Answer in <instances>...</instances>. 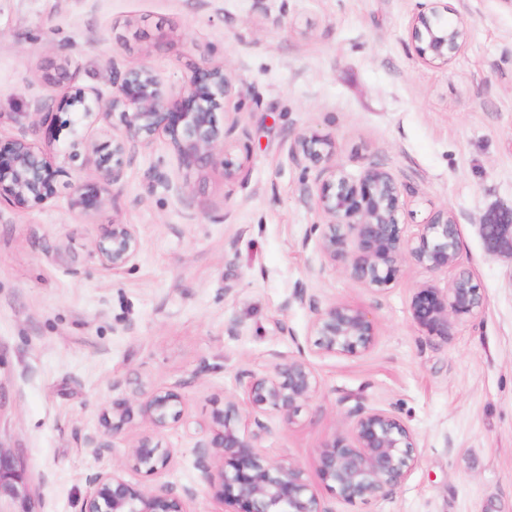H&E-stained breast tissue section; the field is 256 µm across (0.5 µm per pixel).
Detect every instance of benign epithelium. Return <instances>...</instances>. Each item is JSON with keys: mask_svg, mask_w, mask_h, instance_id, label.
<instances>
[{"mask_svg": "<svg viewBox=\"0 0 512 512\" xmlns=\"http://www.w3.org/2000/svg\"><path fill=\"white\" fill-rule=\"evenodd\" d=\"M447 7L431 0L411 23V36L419 58L427 65L446 66L464 48L470 23L459 16L450 23ZM231 77L221 64L196 67L181 91L172 95L161 78L146 65L123 72L112 71V89L105 94L78 90L63 105L72 114L69 159L91 169L94 181L70 184L69 208L88 215L117 197L126 167L137 147H148L162 137L173 148L180 165L209 167L219 163L224 180L242 173L240 163L224 151L226 130L216 112L224 110L231 94ZM119 115L120 126L103 142L79 134L96 122H110ZM294 157L304 163L326 166L328 174L319 188L318 211L326 219L320 249L339 261L354 281L384 289L409 259L433 273L459 264L456 219L448 209L436 211L424 224L417 241L400 232L401 189L384 167L368 165L351 179L332 162L331 142L313 132L294 138ZM66 171L54 167L46 154L23 136L0 144V202L24 209L45 203L56 194L57 178ZM484 250L512 260V207L489 211L478 227ZM140 239L133 224L114 223L104 228L94 253L100 265L119 272L135 260ZM484 306L480 288L466 270L458 272L447 288L428 282L416 288L410 311L413 319L432 336L448 335L449 319L473 316ZM310 335L320 352L354 356L371 348L375 322L368 313L350 304L313 306ZM273 374L246 373L239 379L242 396L232 398L213 415V433L200 439L198 464L212 497L232 512H328L315 493L306 470L288 459L273 460L260 451L266 426L258 414L274 410L292 418L299 405L317 390V377L305 356L274 355ZM181 396L172 389H142L135 403H112V419L105 421L101 438L91 437L93 453L105 447L122 429L133 410L152 429L160 432L180 416ZM253 417L249 429L243 414ZM348 431L335 436L319 454L320 480L347 502L384 498L401 486L417 458L416 440L390 410L368 408L361 403L345 414ZM171 461L170 451L144 435L130 449L124 464L104 468L92 477V491L82 512H189L187 500L194 491L178 494L168 484L136 490L125 479L126 469L156 474ZM31 483L27 462L0 444V512H35L31 507Z\"/></svg>", "mask_w": 512, "mask_h": 512, "instance_id": "obj_1", "label": "benign epithelium"}]
</instances>
